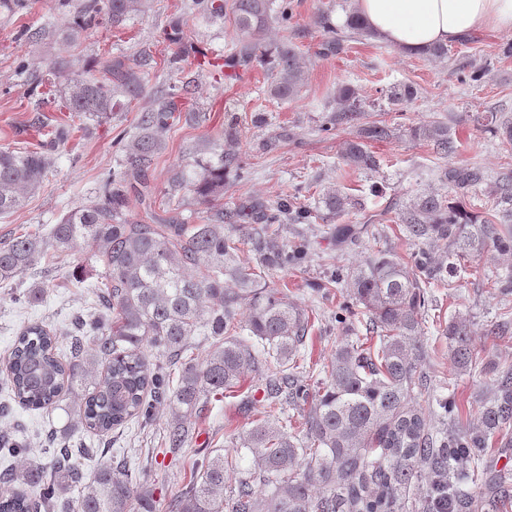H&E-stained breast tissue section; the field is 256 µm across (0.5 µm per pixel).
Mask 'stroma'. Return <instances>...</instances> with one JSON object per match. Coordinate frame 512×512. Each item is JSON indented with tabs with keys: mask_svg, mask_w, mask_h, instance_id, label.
<instances>
[{
	"mask_svg": "<svg viewBox=\"0 0 512 512\" xmlns=\"http://www.w3.org/2000/svg\"><path fill=\"white\" fill-rule=\"evenodd\" d=\"M85 2L24 0L16 12L0 9V148L24 147L46 153L51 160L40 190L23 208L0 218V242L30 233L48 235L67 210L93 200L99 176L120 163L113 137L132 130L141 113L154 110L159 91L173 90L182 113L197 112L201 119L182 121L162 132L165 148L146 173L153 192L151 203L166 201L171 178L185 159H210L209 141L230 127L237 131L232 147L250 174L242 181L227 176L221 206L230 208L248 197L274 201L293 195L302 205L314 208L330 189L360 202L341 221L369 225L368 235L340 244L322 221L288 225L287 238L308 242V258L301 268L280 271L268 279L290 301L317 307L319 319L308 341L310 373H318L336 342L350 334L334 319L346 299V286L328 285L331 272L357 265L377 249L410 263L415 247L401 230L397 213L420 196L444 192L445 168L481 170L483 183L461 198L466 210L481 220L491 206V189L512 175V145H503L488 124L491 114L512 116V55L504 51L512 44V34L476 31L449 44L446 57L433 58L403 52L376 38L349 35L343 25L355 8L354 0H292L293 17L287 29L271 28L266 38L286 37L297 45L305 85L296 100L280 101L270 96L268 73L259 65L239 68L230 78L196 66L198 48L226 55L237 43L232 14L208 18L186 12L187 0H147L144 12L123 26L105 21L76 41L63 43L54 35V27L63 15L79 12ZM327 21L340 28L338 45L328 53L323 50ZM177 52L183 56L179 69L168 68V59ZM105 54L146 61L150 81L129 109L113 113L110 120L73 118L60 88H49L44 79L55 62H65L76 73ZM22 63L27 66L23 73L17 70ZM479 65L485 68L481 82H461L464 72ZM343 86L355 90L362 122L382 121L395 130L390 139L369 143L379 161L369 174L349 168L339 157L343 142L355 132L349 125H330L336 93ZM406 86L415 89V97L396 99V92ZM432 121L447 124L456 144L454 154L441 157L432 146L407 136V128ZM63 125L71 128L69 140L51 149L53 134ZM91 255V249H84L80 259L88 263ZM75 262L47 257L35 268L0 282V371L17 333L32 322L57 332L59 356L69 361L72 322L79 315L96 316L93 293L105 281L102 265L88 263L84 276L79 277ZM466 268V275L454 287L429 288L423 323L424 341L431 352L426 370L433 379L451 380L449 394L458 413L471 420L479 406L478 394L491 384L492 377L454 373L441 326L452 316L466 314L474 323L473 343L482 356L511 366L512 339L492 340L484 336L483 328L512 312V295L500 296L493 287L496 278L512 273V257L504 259L491 252L468 260ZM322 284L328 285L329 293L319 302L314 289ZM34 286L46 290L41 302H14L15 291ZM77 403V398L69 396L50 412L25 410L0 388V405L9 408L7 414H0V434L15 435L27 445L23 459L0 457V470L17 469L23 461L49 465L55 443L65 440L75 448H90V455L81 460L89 475L101 461L126 458L128 473L147 480L163 507L188 483L196 459L233 452L248 418L281 416L279 408L265 400L261 378L246 372L238 386L209 396L202 411L188 417L195 429L193 440L175 454L162 442L173 416L168 403L158 404L152 424L132 420L107 436L82 428L75 413Z\"/></svg>",
	"mask_w": 512,
	"mask_h": 512,
	"instance_id": "35a3bbf8",
	"label": "stroma"
}]
</instances>
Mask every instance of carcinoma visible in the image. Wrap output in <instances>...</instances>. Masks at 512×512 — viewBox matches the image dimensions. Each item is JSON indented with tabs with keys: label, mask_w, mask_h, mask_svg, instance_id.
<instances>
[{
	"label": "carcinoma",
	"mask_w": 512,
	"mask_h": 512,
	"mask_svg": "<svg viewBox=\"0 0 512 512\" xmlns=\"http://www.w3.org/2000/svg\"><path fill=\"white\" fill-rule=\"evenodd\" d=\"M193 5L212 17L224 15V0H194ZM143 8L144 0H97L67 24L64 39L75 40L103 19L119 26ZM232 13L242 38L224 65L256 61L271 73L272 97H299L305 73L294 47L286 38L263 39L274 23L288 28L290 0H233ZM345 26L358 37L372 36L354 11ZM97 67L99 77L66 75L63 65L53 72L64 78L68 111L107 118L121 106L120 98L142 92L144 76L122 60L101 57ZM336 104L332 125L358 120L353 89L339 88ZM175 112L174 104L162 100L157 109L142 113L136 131L118 138L120 168L102 173L94 200L69 209L48 236L26 234L0 242V281L14 278L49 252L72 255L87 245L107 274L96 292L101 315L75 322L69 365L59 359L52 329L34 323L19 331L5 378L14 401L56 409L64 390L80 388L84 398L78 419L97 435L136 418L146 424L153 405L166 401L176 418L167 427L165 444L178 449L189 444L184 417L205 397L234 387L249 369L259 372L269 403H286L298 416L259 421L239 437L233 454L203 458L166 512H430L434 498L444 494L454 512H492L508 500L512 485L507 476L485 464L484 457L489 447L512 434V367L498 371L494 388L481 399L477 425L463 428L452 418L448 396L434 395L424 372L428 354L421 336L427 289L444 282L448 273L463 271L461 261L469 257L493 250L512 254V228L507 227L512 218L479 222L435 195L400 210L397 220L418 247L416 271L379 250L362 264L331 274L332 283L350 282L360 308L336 313V322L351 326L362 315L371 344L359 337L336 343L314 387L304 364L316 313L269 287L266 278L296 268L307 253L305 245L283 236L291 215L306 223L333 221L356 202L331 189L322 197L321 212L296 206L292 197L217 209L225 172L244 174L238 154L217 139L211 148L215 161L187 163L172 177L173 190L193 195L214 211V218L193 224L164 207L153 211L150 224L129 219L124 214L129 191L151 195L145 171L162 150L158 132L173 126ZM393 135L394 129L381 121L361 125L344 142L341 159L351 168L371 171L378 161L368 142ZM408 136L432 143L444 157L455 149L448 126L439 121L412 127ZM49 167L50 159L37 151L0 149L1 217L41 187ZM443 179L463 191L478 185L483 175L458 166L445 169ZM331 231L336 240L347 241L368 232V225L338 224ZM437 243L448 249V263L431 267L426 250ZM242 244L254 252L255 265L238 261ZM442 335L455 372L475 369L482 357L469 321L449 320ZM88 336L95 341L90 353L85 350ZM195 336L214 339L213 350L200 363L189 356ZM148 349L159 358L153 365ZM169 365L179 367L178 378L170 376ZM423 397L425 406L419 403ZM78 455L65 446L48 467L0 473V512H40L78 486L77 512H157L151 491L118 476L114 462L103 463L89 479L76 463ZM229 471L238 472L230 490L224 483ZM423 482L428 492L420 500L412 489Z\"/></svg>",
	"instance_id": "carcinoma-1"
}]
</instances>
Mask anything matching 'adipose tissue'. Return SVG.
<instances>
[{
  "instance_id": "1",
  "label": "adipose tissue",
  "mask_w": 512,
  "mask_h": 512,
  "mask_svg": "<svg viewBox=\"0 0 512 512\" xmlns=\"http://www.w3.org/2000/svg\"><path fill=\"white\" fill-rule=\"evenodd\" d=\"M367 28L408 53L478 30L512 33V0H355Z\"/></svg>"
}]
</instances>
